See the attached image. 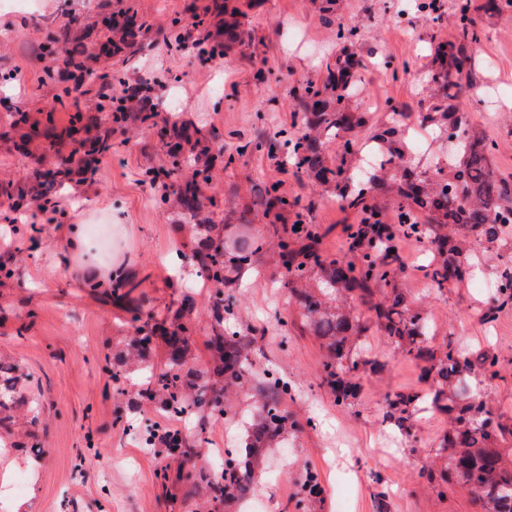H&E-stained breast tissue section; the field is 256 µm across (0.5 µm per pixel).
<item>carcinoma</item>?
I'll return each mask as SVG.
<instances>
[{"label":"carcinoma","mask_w":512,"mask_h":512,"mask_svg":"<svg viewBox=\"0 0 512 512\" xmlns=\"http://www.w3.org/2000/svg\"><path fill=\"white\" fill-rule=\"evenodd\" d=\"M204 13L224 17L225 39L212 37L208 30L199 39L206 59L221 60L231 42L242 40V23L237 10H229L228 0H211ZM456 23L461 40L440 42L434 47L430 89L420 101L422 121L434 125L441 135L453 130L458 137L448 169L438 167L432 176L405 166L406 138L401 129L391 126L368 138L381 148L382 160L374 167V173L361 177L356 160L365 141L359 133L368 119L366 113L350 108L351 99L361 91L357 79L361 62L354 53L336 56L334 62L327 64L320 82L310 81L292 91L302 128L285 142L286 158L293 162L298 175L334 188L336 197L359 213L360 222L346 227L350 250L356 252L351 260L325 257L318 248L316 225L300 221L290 226L288 236L278 244V255L288 283L304 278L310 271L317 272L322 281L317 294L293 288L291 296L315 334L327 341L328 354L319 365V375L321 385L334 395L336 405L350 404L361 388V375L380 367L376 359L351 357L354 339L362 336L368 326L342 310L338 302L356 292L362 303L369 305L377 326L396 352L403 358L427 363L423 381L428 383V389L387 396L386 421L411 436L420 404L425 402L432 410L449 416L450 428L442 438L441 450H451V471L475 494L483 512H512V465L506 463L501 452L512 446V420L493 411L484 390L467 393L461 387L478 371L487 379L495 378L499 359L489 351L468 352L450 340L436 348L430 346L429 318L400 288V282L412 271L403 266L395 244L398 237L432 249L424 276L430 279L434 290L441 292L460 286L480 270L479 252L512 236V184L499 177L493 167L495 144L464 127L462 113L455 104L470 87L468 80L484 32L476 28L465 3L458 5ZM103 25L116 54L132 47L146 28L145 22L127 11L105 19ZM45 51L59 61L57 69L48 72L50 79L72 80L77 88L87 80L103 79L52 41L45 45ZM162 137L168 140L172 157V169L165 171L169 178L180 169L177 152L182 148L181 142H191V136L173 125L162 132ZM110 148L106 137L91 143L78 140L68 157L53 169L35 171V178L55 184L70 169L90 165L94 155ZM208 169L205 165L184 183L171 184L180 207L191 214L205 206L200 182L208 180ZM371 190L390 198L397 211V223L384 221L383 208L369 199ZM262 206L264 217L275 224L282 219L283 211L300 207V201L276 196L263 201ZM262 249L261 240L243 237L229 244L213 241L206 252L196 255L202 273L217 285L214 297L218 327L209 338L220 361L217 376L224 378L227 388L250 386L258 404L249 425L251 456L288 433V414L282 410V403L291 387L274 375L254 377L248 359L253 338L239 330L222 329L224 314L232 313L234 302L223 298L221 286L251 269ZM497 277L501 288L498 298L484 312L487 320L512 306V264H501ZM379 289L385 291V299L375 302L373 296ZM192 309V303L185 302L178 321L163 329L168 347L166 368L147 374L146 388L139 397L149 395L159 400L161 408L177 418L192 417L207 408L212 415H223L225 409L219 405V396L214 394L207 374L187 360L186 322ZM158 329L147 322L137 328L133 346L140 355L148 352ZM169 451L180 455V466L192 463L194 451L184 437L175 439ZM253 484L251 463L241 461L233 449L224 457L221 476L210 481L212 491L226 502L248 498Z\"/></svg>","instance_id":"carcinoma-1"}]
</instances>
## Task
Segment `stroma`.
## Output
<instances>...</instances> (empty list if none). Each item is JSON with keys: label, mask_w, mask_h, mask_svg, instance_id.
<instances>
[{"label": "stroma", "mask_w": 512, "mask_h": 512, "mask_svg": "<svg viewBox=\"0 0 512 512\" xmlns=\"http://www.w3.org/2000/svg\"><path fill=\"white\" fill-rule=\"evenodd\" d=\"M208 2L0 5V363L11 365L15 379V403L0 422V512H14L20 501L35 512H247L163 478L168 451L145 439L152 423L167 415L136 396L145 368L119 365L118 358L134 334L136 315L170 320L189 300L191 355L213 368L207 345L215 323L213 291L191 261L210 238L246 230L273 241L300 219L320 227L325 257L352 259L345 227L357 223L354 210L281 159L239 151L257 138L297 131L291 91L323 78L328 57L342 50L339 24L359 27L354 50L363 63V91L352 100L353 111L366 113L372 128L412 124L416 148L409 157L417 170L448 154L446 138L418 119L429 48L457 39L459 0H437L432 11L421 9L422 0H336L330 14L321 12L323 0H230L249 37L232 43L218 62L201 56L202 30L192 19L193 7ZM484 2L468 0L485 33L471 83L480 94L496 85L499 99L493 111L466 117L496 143L495 170L512 182V10L488 15ZM128 10L146 22V31L125 54L101 53L103 19ZM52 38L97 72L118 71L127 83L154 85L148 122L116 123L110 113H99L98 131L110 133L112 146L99 155L94 173L76 171L65 179V206L57 214L18 191L36 186L34 170L54 167L85 138L72 118L79 110L96 111L100 97L98 84L74 92L48 78L57 61L43 46ZM383 58L392 60L393 70L380 66ZM175 124L225 153L201 186L209 202L194 215L148 180L149 172L171 166L161 132ZM229 155L234 161L228 165ZM271 187L300 199L302 210L285 211L278 224L242 226V215L260 212L261 196ZM61 224L104 225L112 245L94 253L86 235L69 247L57 230ZM204 224L212 233L201 232ZM401 254L413 269L402 286L427 311L435 343L449 339L497 354L498 377L472 383L487 391L496 412L512 417V306L485 322L479 281L435 292L420 271L423 248L409 241ZM65 255L70 265H61ZM116 265L128 271L129 287L112 293L95 287L93 276L108 275ZM225 292L235 303L232 323L254 338V372H275L296 390L283 406L298 431L254 461L258 512H482L467 490L452 484L441 498L421 476L447 463L437 454L447 427L443 415L419 410L410 437L384 419L388 394L422 388L421 362L397 355L381 331L370 330L364 347L381 366L363 376L352 406L338 407L319 384L324 349L289 299L275 250L264 252L254 271ZM277 313L284 324L274 321ZM183 434L197 444V468L215 477V451L228 445L227 422L210 415L190 419ZM311 475L321 487L315 498L302 489Z\"/></svg>", "instance_id": "35a3bbf8"}]
</instances>
